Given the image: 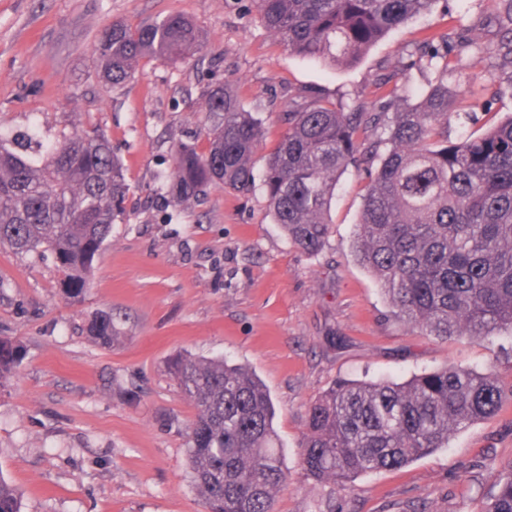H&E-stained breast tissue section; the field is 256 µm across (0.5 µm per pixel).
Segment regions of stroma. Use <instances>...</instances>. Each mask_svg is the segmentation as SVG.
<instances>
[{
    "label": "stroma",
    "mask_w": 512,
    "mask_h": 512,
    "mask_svg": "<svg viewBox=\"0 0 512 512\" xmlns=\"http://www.w3.org/2000/svg\"><path fill=\"white\" fill-rule=\"evenodd\" d=\"M173 14L197 27L201 50L142 59L118 86L100 79L94 46L107 25ZM443 36L447 62L415 66L418 45ZM500 37L492 0H436L335 68L287 51L255 0H0V136L105 132L129 185L81 298L63 295L50 252L0 245V338L24 350L0 383V478L21 492V512H203L188 454L196 408L168 368L179 354L248 366L269 389L288 472L276 512H485L512 460V334L445 339L394 315L354 256L356 171L336 186L316 255L288 240L262 190L211 187L175 204L165 183L182 146L207 151L201 91L227 82L262 122L259 169L288 127L290 97L315 89L370 111L390 74L411 101L446 81L449 138L481 133L512 112ZM459 110L476 121L459 125ZM101 312L114 325L108 346L87 332ZM446 365L493 370L500 410L349 489L301 469L308 410L335 380L403 381Z\"/></svg>",
    "instance_id": "35a3bbf8"
}]
</instances>
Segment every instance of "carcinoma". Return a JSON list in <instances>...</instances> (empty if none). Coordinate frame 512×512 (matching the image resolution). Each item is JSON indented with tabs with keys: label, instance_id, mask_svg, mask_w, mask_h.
Listing matches in <instances>:
<instances>
[{
	"label": "carcinoma",
	"instance_id": "obj_1",
	"mask_svg": "<svg viewBox=\"0 0 512 512\" xmlns=\"http://www.w3.org/2000/svg\"><path fill=\"white\" fill-rule=\"evenodd\" d=\"M265 27L289 52L350 66L387 33L429 12L436 0H256ZM498 51L512 58V0ZM200 46L191 21L170 15L132 28L106 27L95 46L103 79L124 83L146 57L177 60ZM221 115L209 149L176 155L168 196L183 202L211 186L249 193L261 186L288 239L318 253L328 236L339 178L368 164L355 233L357 262L378 281L394 314L429 336L489 338L512 331V116L479 135L448 141V85L414 104L393 87L378 111L361 112L307 91L288 101V128L256 176L262 130L227 86L202 91ZM390 123H384L387 114ZM387 136L378 134L379 129ZM128 190L103 134L65 135L39 156L28 137H0V244L49 251L72 298L88 284ZM90 336L112 342V317ZM23 357L0 340V381ZM197 415L189 459L204 512H275L286 483L273 426L274 404L247 367L181 357L170 366ZM503 400L490 370L455 366L393 380H341L307 414L300 462L322 484L352 486L369 472L400 469L455 431L495 415ZM0 512H21L18 490L0 478ZM487 512H512V462L501 470Z\"/></svg>",
	"mask_w": 512,
	"mask_h": 512
}]
</instances>
